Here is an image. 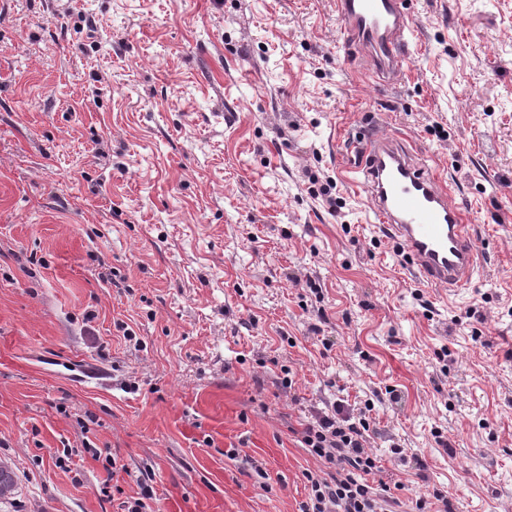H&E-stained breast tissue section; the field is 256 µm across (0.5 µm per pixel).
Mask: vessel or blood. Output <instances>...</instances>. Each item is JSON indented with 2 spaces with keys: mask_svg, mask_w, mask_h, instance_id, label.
<instances>
[{
  "mask_svg": "<svg viewBox=\"0 0 512 512\" xmlns=\"http://www.w3.org/2000/svg\"><path fill=\"white\" fill-rule=\"evenodd\" d=\"M344 50H357L379 76L399 74L418 25L409 0H336ZM360 162L351 181L364 186L378 224L397 240L423 283L466 287L477 266L464 212L444 181L426 172L398 139L368 131L351 145Z\"/></svg>",
  "mask_w": 512,
  "mask_h": 512,
  "instance_id": "vessel-or-blood-1",
  "label": "vessel or blood"
}]
</instances>
